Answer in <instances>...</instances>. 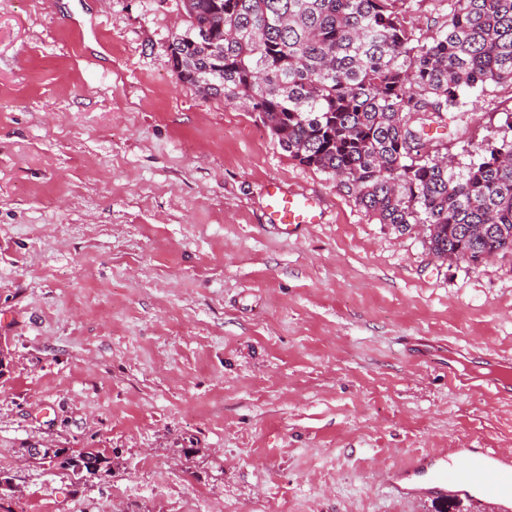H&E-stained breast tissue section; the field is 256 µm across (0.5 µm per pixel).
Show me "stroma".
Masks as SVG:
<instances>
[{
	"label": "stroma",
	"instance_id": "obj_1",
	"mask_svg": "<svg viewBox=\"0 0 512 512\" xmlns=\"http://www.w3.org/2000/svg\"><path fill=\"white\" fill-rule=\"evenodd\" d=\"M180 2L0 0V512H476L376 472L512 449V382L486 385L512 370V254L442 262L196 96L167 51ZM510 111L488 86L455 168ZM272 179L323 223H269ZM108 459L96 448H84L70 453L66 448H46L40 463L71 471L80 478H91L102 473L109 475L111 462Z\"/></svg>",
	"mask_w": 512,
	"mask_h": 512
}]
</instances>
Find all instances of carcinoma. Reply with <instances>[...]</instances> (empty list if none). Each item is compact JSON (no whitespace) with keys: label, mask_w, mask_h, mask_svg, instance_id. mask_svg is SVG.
I'll list each match as a JSON object with an SVG mask.
<instances>
[{"label":"carcinoma","mask_w":512,"mask_h":512,"mask_svg":"<svg viewBox=\"0 0 512 512\" xmlns=\"http://www.w3.org/2000/svg\"><path fill=\"white\" fill-rule=\"evenodd\" d=\"M412 0H182L168 45L177 79L258 113L288 156L333 176L381 224L425 230L428 250L476 264L512 253V138L456 172L427 128L468 112L465 93L512 81V0H448L434 35L403 24ZM42 463L95 477L96 448Z\"/></svg>","instance_id":"obj_1"}]
</instances>
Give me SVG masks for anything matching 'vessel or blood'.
Returning <instances> with one entry per match:
<instances>
[{
	"label": "vessel or blood",
	"instance_id": "b4317fda",
	"mask_svg": "<svg viewBox=\"0 0 512 512\" xmlns=\"http://www.w3.org/2000/svg\"><path fill=\"white\" fill-rule=\"evenodd\" d=\"M265 213L269 223L286 228L319 224L324 211L311 195L285 190L276 180L264 186ZM468 473L451 464L450 451L412 459L402 469H380L378 476L406 498L465 497L484 505L489 512H512V449L468 448Z\"/></svg>",
	"mask_w": 512,
	"mask_h": 512
}]
</instances>
